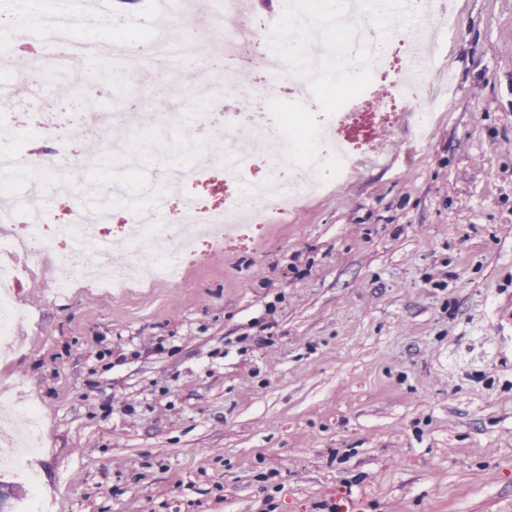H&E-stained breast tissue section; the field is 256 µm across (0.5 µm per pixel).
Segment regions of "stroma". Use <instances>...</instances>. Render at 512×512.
I'll use <instances>...</instances> for the list:
<instances>
[{
    "mask_svg": "<svg viewBox=\"0 0 512 512\" xmlns=\"http://www.w3.org/2000/svg\"><path fill=\"white\" fill-rule=\"evenodd\" d=\"M434 118L386 159L173 283L61 295L20 277L0 383L48 425L29 458L65 512H512V0H453ZM497 320V335H512V296L509 294L506 299L500 300L491 313ZM504 322V323H503Z\"/></svg>",
    "mask_w": 512,
    "mask_h": 512,
    "instance_id": "obj_1",
    "label": "stroma"
}]
</instances>
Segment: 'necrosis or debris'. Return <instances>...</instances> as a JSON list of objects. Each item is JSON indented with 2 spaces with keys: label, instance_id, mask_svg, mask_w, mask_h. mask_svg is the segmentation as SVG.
Wrapping results in <instances>:
<instances>
[{
  "label": "necrosis or debris",
  "instance_id": "obj_1",
  "mask_svg": "<svg viewBox=\"0 0 512 512\" xmlns=\"http://www.w3.org/2000/svg\"><path fill=\"white\" fill-rule=\"evenodd\" d=\"M378 10L375 0H337L318 11L300 7L298 0H281L279 12L295 16L297 35L281 51L284 66L278 81L263 88L267 111L244 117L225 114L236 136L225 142L223 156H210L203 139L186 148L184 157L157 166L147 177L129 163L131 152L162 154L166 148L154 139L140 140V131L179 124L187 102L199 99L206 110L197 126L205 136L214 134L211 111L222 103L223 87L238 78V70L203 78L198 69L184 67L169 52L175 36L165 21L154 23L143 40L91 41L83 36L80 16L63 20L48 0H28L23 17L0 27V105L34 96L31 75L14 73L8 65L32 27L46 32L56 47L50 66L54 77L83 86L88 76L73 71L74 57L106 63L120 52L137 58L138 64L111 71L114 92L126 89L139 72L154 71L163 78L169 108L133 115L102 108L89 97L66 139L54 134L50 114H41L36 129L48 152L39 161L13 140L9 125L0 126V353L25 342L20 334L24 317L10 295L20 275L50 265L68 270V278L53 282L60 294L84 282L119 290L133 281L177 279L223 245L226 234L253 225L261 214L287 211L301 197L325 189L328 176L350 177L360 166L382 161L385 148L380 142L357 143L334 135L335 130L371 121V114L355 108L368 88L394 80L393 92L381 105L382 120L408 113L417 130H424L430 115L416 111V88L402 83V63L414 54L415 45L399 41L394 20H381ZM273 25V19L259 14L247 0H215L204 17L194 21L195 38L185 43L184 53L193 59L230 58L241 41H261L263 31ZM305 42L320 44V52L304 56ZM296 101L318 107L313 123L296 122L290 108ZM275 106L280 113L273 118L268 110ZM90 127L102 133V151L92 158L72 157V136ZM273 132L288 146L271 160L267 178L250 181L253 163L264 156ZM217 166L224 170L221 201L197 193L181 196L174 205L156 187L160 179L200 183ZM93 168L108 171L109 197H97L95 183L88 178ZM63 191L71 202L61 217L56 198ZM117 218L122 224L116 229L112 223ZM116 252L125 256L124 266H113Z\"/></svg>",
  "mask_w": 512,
  "mask_h": 512
}]
</instances>
